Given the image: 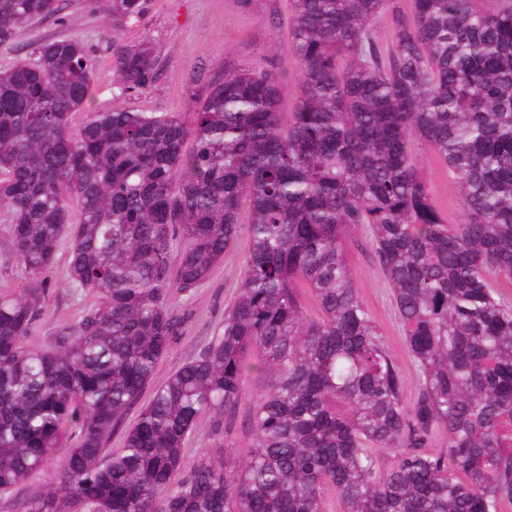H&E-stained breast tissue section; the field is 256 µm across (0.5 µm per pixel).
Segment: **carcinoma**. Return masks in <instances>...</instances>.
<instances>
[{
    "label": "carcinoma",
    "mask_w": 512,
    "mask_h": 512,
    "mask_svg": "<svg viewBox=\"0 0 512 512\" xmlns=\"http://www.w3.org/2000/svg\"><path fill=\"white\" fill-rule=\"evenodd\" d=\"M104 9L142 21L150 0ZM59 11L0 0V42ZM388 12L384 45L374 25ZM289 29L290 112L275 71L235 69L186 116L116 105L75 130L88 46L41 43L0 71V207L16 256L37 279L65 239L68 281L99 297L42 349L25 345L40 296L0 293V490L57 461L25 512H327L331 492L341 512L512 507V301L500 293L512 280V0H411L408 12L291 0ZM115 68L122 91H142L153 50L126 49ZM418 145L457 184L459 223L437 207ZM365 227L420 373L410 405L346 260ZM243 234L223 332L125 424L179 336L167 291L191 293ZM253 358L266 386L247 460L205 454L182 469L197 420L235 414ZM116 430L123 447L110 448Z\"/></svg>",
    "instance_id": "obj_1"
}]
</instances>
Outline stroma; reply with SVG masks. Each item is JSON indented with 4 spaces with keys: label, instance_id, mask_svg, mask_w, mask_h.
<instances>
[{
    "label": "stroma",
    "instance_id": "obj_1",
    "mask_svg": "<svg viewBox=\"0 0 512 512\" xmlns=\"http://www.w3.org/2000/svg\"><path fill=\"white\" fill-rule=\"evenodd\" d=\"M289 0H151L147 18L113 26L98 0H62L55 18L35 19L12 40L0 42V69L28 59L35 46L60 37L81 40L94 52L91 98L71 119L79 128L91 113L117 104L138 112L185 113L222 81L226 68H276L287 102L299 93V73L289 55ZM147 45L157 58V78L145 91L122 93L113 72L115 54L125 47ZM422 161L436 205L450 223H458L462 206L453 179L430 156ZM249 250L247 237L228 248L207 280L192 294L169 290L166 304L181 321L180 334L156 367L151 383L160 385L186 362L197 357L221 333L224 312L239 293ZM346 254L360 295L375 320L385 345L404 377V398L417 396L418 370L408 356L391 287L376 259L368 233L358 231L346 241ZM69 244L61 242L51 269L42 276V307L27 343L48 347L57 331L74 329L98 303L97 295L68 282ZM32 280L12 247L11 218L0 210V289L21 293ZM253 441L248 404L232 419L201 417L183 450L191 467L202 454L230 452L233 461L246 458Z\"/></svg>",
    "mask_w": 512,
    "mask_h": 512
}]
</instances>
